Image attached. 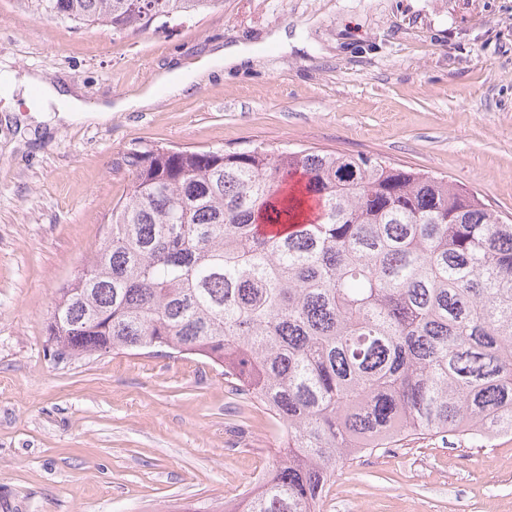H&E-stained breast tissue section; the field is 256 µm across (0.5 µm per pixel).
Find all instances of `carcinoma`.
<instances>
[{
  "label": "carcinoma",
  "instance_id": "carcinoma-1",
  "mask_svg": "<svg viewBox=\"0 0 512 512\" xmlns=\"http://www.w3.org/2000/svg\"><path fill=\"white\" fill-rule=\"evenodd\" d=\"M123 34L215 0H27ZM46 324L53 358H203L285 428L243 512H319L340 463L413 437L512 434V223L470 189L379 157L167 146Z\"/></svg>",
  "mask_w": 512,
  "mask_h": 512
}]
</instances>
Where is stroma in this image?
<instances>
[{"instance_id": "obj_1", "label": "stroma", "mask_w": 512, "mask_h": 512, "mask_svg": "<svg viewBox=\"0 0 512 512\" xmlns=\"http://www.w3.org/2000/svg\"><path fill=\"white\" fill-rule=\"evenodd\" d=\"M287 29L283 50L269 35ZM254 47L214 69V46ZM191 91L149 110L63 122L20 142L23 75L92 106L159 69ZM0 512H224L271 464L283 430L221 368L191 357L57 360L56 291L129 188L134 148H311L462 183L512 219V0H216L167 28L112 34L0 0ZM512 434L482 448L429 437L337 467L323 512H512Z\"/></svg>"}]
</instances>
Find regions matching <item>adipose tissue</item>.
Here are the masks:
<instances>
[{"mask_svg": "<svg viewBox=\"0 0 512 512\" xmlns=\"http://www.w3.org/2000/svg\"><path fill=\"white\" fill-rule=\"evenodd\" d=\"M196 79V74L183 69L166 70L157 75L153 86L146 88L139 95L113 102H104L91 110L86 109L67 86L46 80L42 75L33 74L26 77L25 84L27 88L38 90L43 98L56 103L58 119L105 122L111 119L113 113L116 112L151 107L156 100L157 88L161 87L168 93L176 94L188 89Z\"/></svg>", "mask_w": 512, "mask_h": 512, "instance_id": "obj_1", "label": "adipose tissue"}]
</instances>
